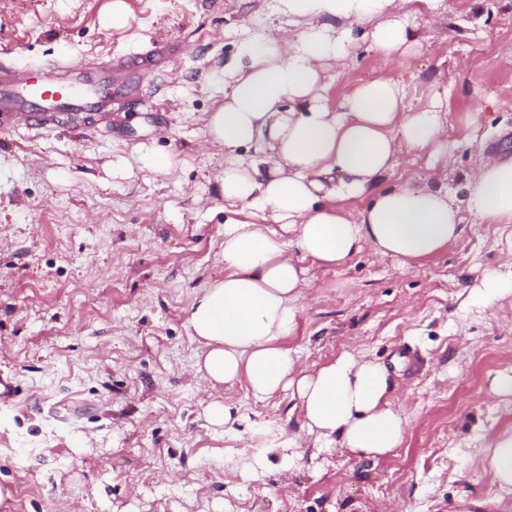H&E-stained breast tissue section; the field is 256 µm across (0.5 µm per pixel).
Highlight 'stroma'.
Returning <instances> with one entry per match:
<instances>
[{
	"mask_svg": "<svg viewBox=\"0 0 512 512\" xmlns=\"http://www.w3.org/2000/svg\"><path fill=\"white\" fill-rule=\"evenodd\" d=\"M287 25L274 0H0V65L184 48L164 79L131 73L138 98L109 111L0 114V377L17 389L0 404V512H504L481 454L512 430V401L491 391L512 374V295L492 314L465 299L504 271L512 224L466 216L407 268L369 248L310 265L284 345L309 371L346 350L388 369L407 421L389 456L316 454L290 395L258 401L195 371L188 313L224 273V151L204 117L238 43ZM415 25L414 53L359 46L328 70L327 104L375 78L402 79L415 107L447 91V165L403 154L380 185L458 192L490 149L512 156V0H440ZM151 153L171 171L146 169ZM214 402L231 428L208 421ZM264 432L290 440L293 464L274 454L252 477L237 450Z\"/></svg>",
	"mask_w": 512,
	"mask_h": 512,
	"instance_id": "stroma-1",
	"label": "stroma"
}]
</instances>
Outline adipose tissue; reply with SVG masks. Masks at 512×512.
<instances>
[{
	"instance_id": "1",
	"label": "adipose tissue",
	"mask_w": 512,
	"mask_h": 512,
	"mask_svg": "<svg viewBox=\"0 0 512 512\" xmlns=\"http://www.w3.org/2000/svg\"><path fill=\"white\" fill-rule=\"evenodd\" d=\"M275 2L295 31L239 44L224 66V102L208 119L224 149L228 218L224 276L189 310L196 367L207 384L241 382L260 401L290 393L325 449L374 459L398 448L405 432L388 370L345 351L310 372L281 345L298 312L305 263L341 267L370 247L406 266L457 240L465 215L512 224V157L486 156L461 197L427 183L380 188L397 153L447 161L448 98L437 93L413 108L402 81L375 79L332 109L324 73L349 56L355 25L384 58L410 53L418 44L415 0ZM351 199L363 203L353 215L343 208ZM241 207L253 221L236 219ZM482 463L499 501L512 500V430L490 438Z\"/></svg>"
}]
</instances>
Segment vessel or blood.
<instances>
[{
  "instance_id": "1",
  "label": "vessel or blood",
  "mask_w": 512,
  "mask_h": 512,
  "mask_svg": "<svg viewBox=\"0 0 512 512\" xmlns=\"http://www.w3.org/2000/svg\"><path fill=\"white\" fill-rule=\"evenodd\" d=\"M179 52L178 44L154 43L98 64L75 60L22 70L0 66V112L56 117L104 111L113 94L123 92L129 72L146 60L169 59Z\"/></svg>"
}]
</instances>
